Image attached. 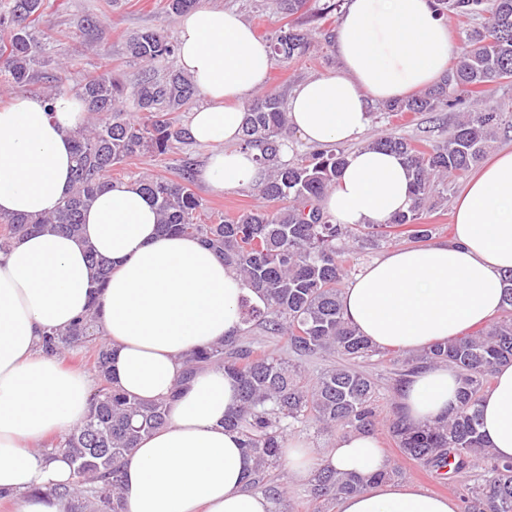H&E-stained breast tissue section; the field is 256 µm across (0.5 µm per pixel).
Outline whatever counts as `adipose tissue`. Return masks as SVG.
Here are the masks:
<instances>
[{"mask_svg": "<svg viewBox=\"0 0 512 512\" xmlns=\"http://www.w3.org/2000/svg\"><path fill=\"white\" fill-rule=\"evenodd\" d=\"M178 61L204 101L186 125L210 152L198 171L214 193L258 183L264 171L241 150L246 101L265 84V42L240 16L201 6L178 15ZM337 70L298 85L290 123L326 148L360 138L370 106L413 95L439 81L453 45L431 0H348L334 35ZM89 122L81 99L25 94L0 107V214L38 216L72 192L73 146ZM408 171L396 154H348L321 201L341 224L386 223L409 208ZM451 239L388 250L341 297L346 320L379 348L418 350L494 320L504 273L512 270V148L467 179L453 207ZM80 237L43 231L0 252V494L19 512H66L49 495L71 464L41 451L44 439L80 424L94 376L62 366L42 347L45 334L98 305L97 332L112 352L111 374L126 393L170 403L166 424L144 437L123 471L127 512H271L248 488L254 461L242 435L224 425L236 406L235 381L207 367L181 383L191 352L240 334L243 299L259 304L242 279L195 238L162 233L154 203L137 184L115 182L85 209ZM110 260L97 288L88 249ZM452 368L411 375L398 394L411 426L432 424L457 406ZM481 431L498 458H512V364L499 366L480 403ZM324 460L361 477L386 469L374 434L339 435ZM338 512H459L449 496L385 481L344 497Z\"/></svg>", "mask_w": 512, "mask_h": 512, "instance_id": "adipose-tissue-1", "label": "adipose tissue"}]
</instances>
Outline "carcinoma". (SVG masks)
<instances>
[{
    "instance_id": "carcinoma-1",
    "label": "carcinoma",
    "mask_w": 512,
    "mask_h": 512,
    "mask_svg": "<svg viewBox=\"0 0 512 512\" xmlns=\"http://www.w3.org/2000/svg\"><path fill=\"white\" fill-rule=\"evenodd\" d=\"M440 14L484 19L467 32L448 73L435 86L412 97L387 103L384 111L442 112L468 103L471 112L458 119L448 137L420 148L413 140L384 134L369 146L390 150L405 158L410 171L411 204L388 223L352 227L338 224L320 206L334 186L346 155L332 148H316L295 162L283 158L289 123L281 92L270 89L245 107L240 147L258 151L256 162L265 170L257 184L260 197L281 203L257 206L230 217L207 214L192 190L194 163L182 161L176 177L143 175L136 184L156 204L165 234L199 239L235 271L246 287L260 294L264 307L245 299L238 337L189 355L182 380L200 365L224 369L239 388V401L224 416V426L244 437L255 462L249 484L273 503L272 512H288L280 486L269 470L281 460L285 435L312 418L322 429L369 432L377 424L376 384L353 363L380 354L369 340L344 318L339 288L346 275L342 243L373 249L392 236L411 242L430 240L436 227L421 222L428 202L444 200L445 179L464 175L480 162L499 131L512 130V113L480 107L494 88L512 79V0H436ZM280 13L299 11L326 21L337 9L335 0H274ZM44 0H0V72L18 86L30 84L41 64L50 33L36 27ZM270 56L289 62L310 48L308 32L296 23L279 27L266 37ZM177 46L164 30L145 29L126 42L127 55L144 65L131 87L109 65L87 76L75 93L87 103L91 122L74 142V193L58 209L41 218L2 216L0 250L20 234L51 230L72 237L82 232V212L110 181L112 169L135 155H163L175 142L188 144L185 129L172 114L193 105L199 90L182 71L158 64L174 57ZM88 262L95 280L108 277L110 262L94 250ZM503 309L506 316L472 336L434 344L418 355L394 357L399 381L426 365L450 364L459 372L458 405L448 419L425 427H409L399 416L389 430L401 454L439 475H462L481 470L462 488L464 512H512V461L502 462L488 448L480 431V394L495 368L512 362V270L504 275ZM270 336H285L302 359L328 353L342 363L307 379L301 365L268 354H256L247 345L251 327ZM95 318L80 317L70 327L45 340V350L58 354L94 343L89 361L101 379L85 422L60 436L51 451L72 465L68 483L54 489L63 500H85L83 512H125L121 470L141 439L167 421L169 403L144 402L122 393L109 370L111 352L95 342ZM402 475L391 467L368 478L337 472L328 465L316 469L309 496L323 505L359 493L368 484Z\"/></svg>"
}]
</instances>
